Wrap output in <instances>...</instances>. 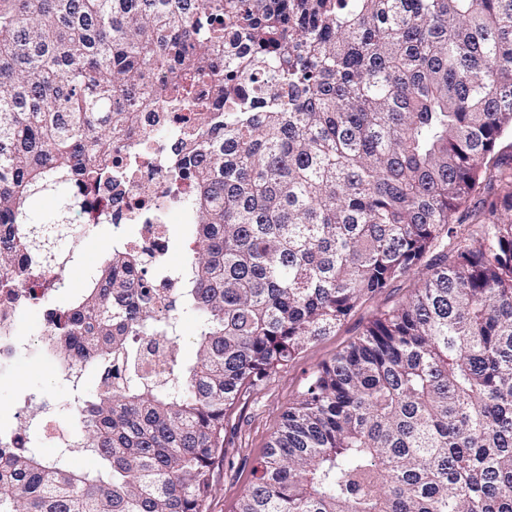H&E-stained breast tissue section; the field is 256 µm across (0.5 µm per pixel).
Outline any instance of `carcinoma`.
<instances>
[{"instance_id":"1","label":"carcinoma","mask_w":512,"mask_h":512,"mask_svg":"<svg viewBox=\"0 0 512 512\" xmlns=\"http://www.w3.org/2000/svg\"><path fill=\"white\" fill-rule=\"evenodd\" d=\"M146 111L188 113L185 265L163 291L118 241L52 308L44 352L100 373L74 409L102 470L0 454V512H206L241 397L405 276L237 512H512V0H0L1 321L78 258L70 186L131 178L138 132L151 158ZM195 330L194 320L186 318L182 324V336L178 343L179 359L185 365L193 364L196 360Z\"/></svg>"}]
</instances>
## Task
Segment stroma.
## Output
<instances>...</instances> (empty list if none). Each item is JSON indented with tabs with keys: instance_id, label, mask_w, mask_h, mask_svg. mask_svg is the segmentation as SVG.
Here are the masks:
<instances>
[{
	"instance_id": "35a3bbf8",
	"label": "stroma",
	"mask_w": 512,
	"mask_h": 512,
	"mask_svg": "<svg viewBox=\"0 0 512 512\" xmlns=\"http://www.w3.org/2000/svg\"><path fill=\"white\" fill-rule=\"evenodd\" d=\"M87 233L82 262L68 266L65 272L76 292L85 281L84 263L96 264L102 260L104 253L99 245L111 242L114 230L109 224H93ZM415 286L411 277L393 280L380 294L357 308L331 335L307 345L258 391L236 405L226 421L224 455L216 459L212 468L214 492L208 500L207 512H236L238 500L250 486L253 470L278 428L282 413L297 399L308 375L355 341L375 314L402 301ZM97 387L95 376H85L73 385L51 367L19 358L11 372H0V429L24 433L28 427L39 426L42 420L57 416L59 405L74 396L92 398Z\"/></svg>"
}]
</instances>
